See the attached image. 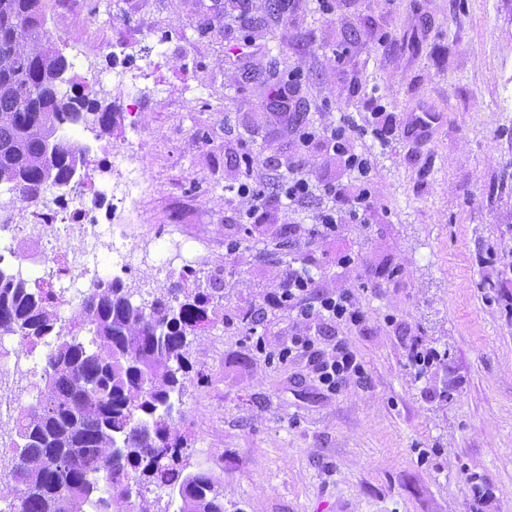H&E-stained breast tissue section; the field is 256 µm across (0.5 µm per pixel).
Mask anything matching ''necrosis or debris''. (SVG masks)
<instances>
[{
    "label": "necrosis or debris",
    "mask_w": 512,
    "mask_h": 512,
    "mask_svg": "<svg viewBox=\"0 0 512 512\" xmlns=\"http://www.w3.org/2000/svg\"><path fill=\"white\" fill-rule=\"evenodd\" d=\"M128 158L127 151L113 150L108 168L81 174L65 190H50L48 211L32 210L10 220L0 230V269L25 270L31 283L53 289L61 299L80 279L99 281L88 265L92 257L111 258L113 273L123 275L141 269L157 277L178 268L192 271L186 245L175 247L158 237L150 249L129 251L99 231L104 215L123 223L122 211L140 184L135 169L123 167Z\"/></svg>",
    "instance_id": "4bbe7bcc"
}]
</instances>
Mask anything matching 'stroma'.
I'll use <instances>...</instances> for the list:
<instances>
[{
  "label": "stroma",
  "mask_w": 512,
  "mask_h": 512,
  "mask_svg": "<svg viewBox=\"0 0 512 512\" xmlns=\"http://www.w3.org/2000/svg\"><path fill=\"white\" fill-rule=\"evenodd\" d=\"M43 2L54 47L85 59L62 91L92 86L120 114L109 135L68 137L89 163L124 147L144 172L127 248L189 239L197 272L179 281L219 291L188 348L178 469H208L224 512H512V0ZM118 36L158 93L98 83ZM287 82L286 122L268 102ZM424 112L441 119L421 138ZM342 121L373 167L362 223L312 240L316 214L350 196L251 213L230 192L253 163L271 186L293 161L316 186L347 182L293 132ZM295 260L366 312L344 333L362 384L332 395L306 358L280 359L293 334L330 333L268 303ZM415 344L438 355L426 371Z\"/></svg>",
  "instance_id": "stroma-1"
}]
</instances>
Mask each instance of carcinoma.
Here are the masks:
<instances>
[{"label":"carcinoma","instance_id":"1","mask_svg":"<svg viewBox=\"0 0 512 512\" xmlns=\"http://www.w3.org/2000/svg\"><path fill=\"white\" fill-rule=\"evenodd\" d=\"M68 69L44 30L43 0H0V184L22 201L64 189L86 166L65 126L112 128L114 113L99 111L92 90H60ZM182 291L175 284L136 303L118 281L101 282L61 329L51 290L0 270V336L55 337L39 398L16 430L12 512H59L62 500L68 512H152L143 489L170 483L183 445L172 397L189 369L187 332L210 302L205 293L181 302ZM179 493V512H224L206 469Z\"/></svg>","mask_w":512,"mask_h":512}]
</instances>
